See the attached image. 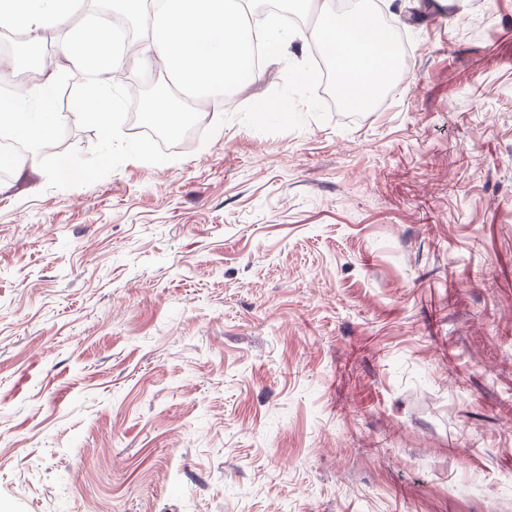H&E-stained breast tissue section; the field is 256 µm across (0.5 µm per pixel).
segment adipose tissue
I'll use <instances>...</instances> for the list:
<instances>
[{"mask_svg": "<svg viewBox=\"0 0 512 512\" xmlns=\"http://www.w3.org/2000/svg\"><path fill=\"white\" fill-rule=\"evenodd\" d=\"M73 0H0V25L38 38L46 29L64 25ZM118 7L149 31L152 62L171 70L196 99L235 89L256 75L248 44L251 8L247 0H158L153 12L143 0H116ZM62 53L94 80L80 109L111 137L124 121L122 104L111 95L107 75L126 58L114 52L110 31L92 25L69 37Z\"/></svg>", "mask_w": 512, "mask_h": 512, "instance_id": "ef3b65f1", "label": "adipose tissue"}]
</instances>
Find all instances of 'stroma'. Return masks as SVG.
I'll return each mask as SVG.
<instances>
[{"instance_id": "stroma-1", "label": "stroma", "mask_w": 512, "mask_h": 512, "mask_svg": "<svg viewBox=\"0 0 512 512\" xmlns=\"http://www.w3.org/2000/svg\"><path fill=\"white\" fill-rule=\"evenodd\" d=\"M370 110L0 180V512H512V0H375ZM0 28V71L81 75Z\"/></svg>"}]
</instances>
